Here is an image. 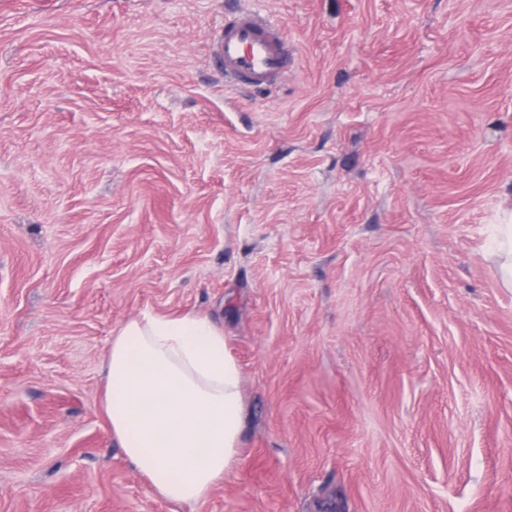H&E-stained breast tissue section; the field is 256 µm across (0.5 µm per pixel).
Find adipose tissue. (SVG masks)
<instances>
[{
  "mask_svg": "<svg viewBox=\"0 0 512 512\" xmlns=\"http://www.w3.org/2000/svg\"><path fill=\"white\" fill-rule=\"evenodd\" d=\"M105 412L113 437L152 490L204 501L238 458L241 377L209 316L145 313L112 336Z\"/></svg>",
  "mask_w": 512,
  "mask_h": 512,
  "instance_id": "adipose-tissue-1",
  "label": "adipose tissue"
}]
</instances>
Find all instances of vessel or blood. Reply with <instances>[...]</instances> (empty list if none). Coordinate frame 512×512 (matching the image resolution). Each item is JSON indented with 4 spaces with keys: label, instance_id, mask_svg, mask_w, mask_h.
Returning a JSON list of instances; mask_svg holds the SVG:
<instances>
[{
    "label": "vessel or blood",
    "instance_id": "b4317fda",
    "mask_svg": "<svg viewBox=\"0 0 512 512\" xmlns=\"http://www.w3.org/2000/svg\"><path fill=\"white\" fill-rule=\"evenodd\" d=\"M213 52L224 68L226 85L233 87L275 85L292 64L280 25L250 11L225 18Z\"/></svg>",
    "mask_w": 512,
    "mask_h": 512
}]
</instances>
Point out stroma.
<instances>
[{
    "label": "stroma",
    "mask_w": 512,
    "mask_h": 512,
    "mask_svg": "<svg viewBox=\"0 0 512 512\" xmlns=\"http://www.w3.org/2000/svg\"><path fill=\"white\" fill-rule=\"evenodd\" d=\"M297 67L228 89L225 16ZM512 0H0V512H512ZM210 316L195 506L102 408L112 332ZM507 224H499V257L498 273L503 287L512 288V216Z\"/></svg>",
    "instance_id": "1"
}]
</instances>
